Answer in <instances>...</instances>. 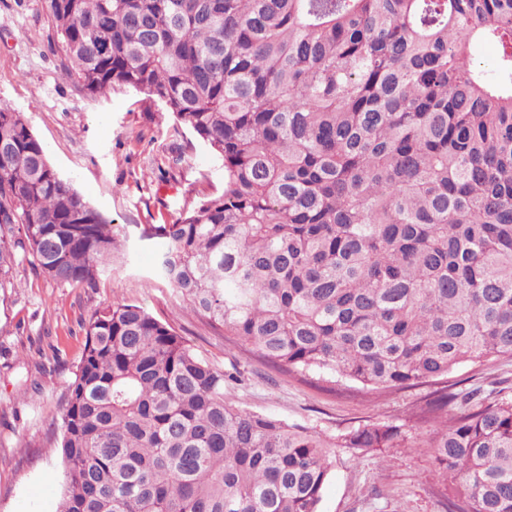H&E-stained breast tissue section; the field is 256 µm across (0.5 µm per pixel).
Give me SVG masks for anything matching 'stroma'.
Instances as JSON below:
<instances>
[{"label":"stroma","instance_id":"stroma-1","mask_svg":"<svg viewBox=\"0 0 512 512\" xmlns=\"http://www.w3.org/2000/svg\"><path fill=\"white\" fill-rule=\"evenodd\" d=\"M64 63L46 0H0V106L23 113L52 166L126 238L124 260L94 286L57 285L23 261L13 269L14 287L0 291V512H58L64 468L56 433L83 325L96 309L123 302L141 305L231 374L224 395L242 409L326 436L371 423L399 427L404 442L396 448L331 449L320 512H443L455 488L434 456L437 427L417 414L443 388L460 393L457 413L490 396L512 397V358L465 363L431 383L374 393L330 373L276 368L228 341L156 276L161 242L141 235L221 193L220 164L206 146L175 133L171 118L147 107L142 94L79 93Z\"/></svg>","mask_w":512,"mask_h":512}]
</instances>
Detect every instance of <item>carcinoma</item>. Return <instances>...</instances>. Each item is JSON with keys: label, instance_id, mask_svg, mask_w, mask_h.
Masks as SVG:
<instances>
[{"label": "carcinoma", "instance_id": "carcinoma-1", "mask_svg": "<svg viewBox=\"0 0 512 512\" xmlns=\"http://www.w3.org/2000/svg\"><path fill=\"white\" fill-rule=\"evenodd\" d=\"M79 92L133 90L224 190L143 237L190 311L287 371L379 391L512 357V0H48ZM496 45V76L469 58ZM119 230L0 106V289L28 261L95 285ZM59 425L58 512H319L331 438L224 397V371L134 303L95 311ZM448 512H512V399L448 415Z\"/></svg>", "mask_w": 512, "mask_h": 512}]
</instances>
